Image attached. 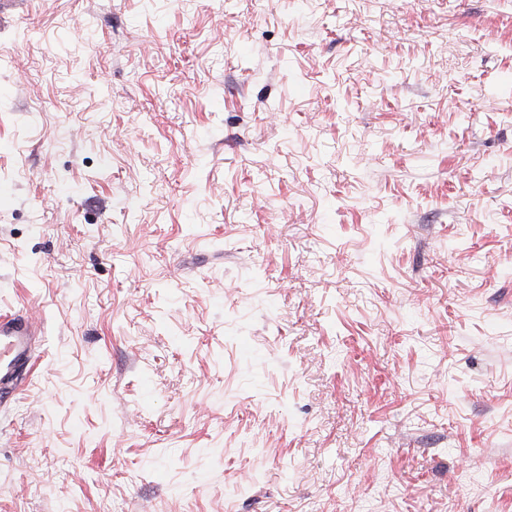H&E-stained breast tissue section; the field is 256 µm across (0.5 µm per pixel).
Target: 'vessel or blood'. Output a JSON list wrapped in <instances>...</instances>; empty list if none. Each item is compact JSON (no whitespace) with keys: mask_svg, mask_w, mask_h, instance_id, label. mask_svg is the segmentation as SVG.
Instances as JSON below:
<instances>
[{"mask_svg":"<svg viewBox=\"0 0 512 512\" xmlns=\"http://www.w3.org/2000/svg\"><path fill=\"white\" fill-rule=\"evenodd\" d=\"M34 322L25 316L0 317V387L14 388L20 370L33 359Z\"/></svg>","mask_w":512,"mask_h":512,"instance_id":"1","label":"vessel or blood"}]
</instances>
